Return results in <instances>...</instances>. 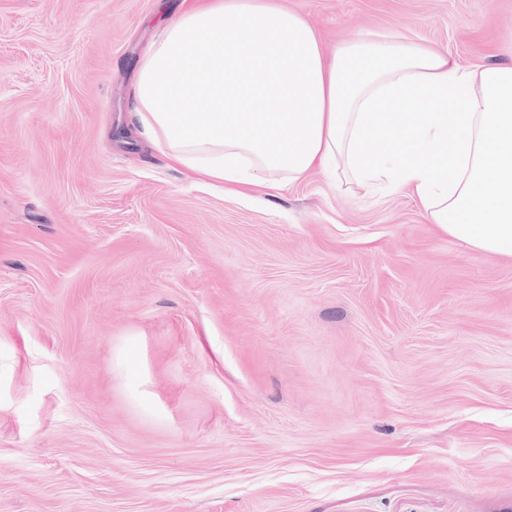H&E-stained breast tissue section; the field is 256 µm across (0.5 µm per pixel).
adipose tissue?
<instances>
[{"mask_svg":"<svg viewBox=\"0 0 512 512\" xmlns=\"http://www.w3.org/2000/svg\"><path fill=\"white\" fill-rule=\"evenodd\" d=\"M460 66L399 32L326 49L279 0H183L140 54L139 132L193 181L273 195L309 169L407 187L431 221L512 258V41Z\"/></svg>","mask_w":512,"mask_h":512,"instance_id":"1","label":"adipose tissue"}]
</instances>
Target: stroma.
<instances>
[{
  "instance_id": "obj_1",
  "label": "stroma",
  "mask_w": 512,
  "mask_h": 512,
  "mask_svg": "<svg viewBox=\"0 0 512 512\" xmlns=\"http://www.w3.org/2000/svg\"><path fill=\"white\" fill-rule=\"evenodd\" d=\"M463 66L512 0H283ZM181 0H0V512H512V259L405 188L268 199L136 132Z\"/></svg>"
}]
</instances>
